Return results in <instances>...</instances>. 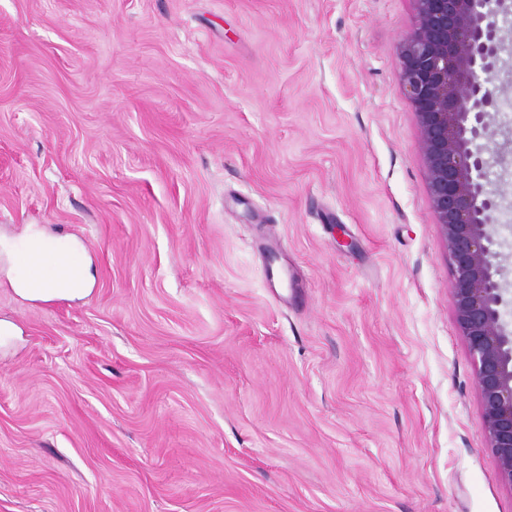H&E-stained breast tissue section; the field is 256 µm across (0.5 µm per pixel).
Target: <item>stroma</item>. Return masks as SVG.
<instances>
[{
    "label": "stroma",
    "instance_id": "obj_1",
    "mask_svg": "<svg viewBox=\"0 0 512 512\" xmlns=\"http://www.w3.org/2000/svg\"><path fill=\"white\" fill-rule=\"evenodd\" d=\"M410 0H0V512H512L400 86ZM346 235L351 248L340 247ZM16 253L21 254L22 258L34 253L41 259V266L34 269L26 268L22 264L25 269L24 275L13 283L14 290L19 295L33 300L51 302L68 296L87 295L90 292V273L80 264H76L78 275L74 285L59 283L55 280L57 278L68 282L75 277L74 263L71 258L62 257L57 263L58 258L63 255L75 258L76 245L71 241L67 239L50 241L42 230L30 228L26 234V241Z\"/></svg>",
    "mask_w": 512,
    "mask_h": 512
}]
</instances>
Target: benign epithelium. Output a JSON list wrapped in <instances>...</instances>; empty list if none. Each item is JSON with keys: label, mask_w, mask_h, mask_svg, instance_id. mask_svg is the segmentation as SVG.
I'll return each instance as SVG.
<instances>
[{"label": "benign epithelium", "mask_w": 512, "mask_h": 512, "mask_svg": "<svg viewBox=\"0 0 512 512\" xmlns=\"http://www.w3.org/2000/svg\"><path fill=\"white\" fill-rule=\"evenodd\" d=\"M400 84L420 128L418 149L451 264L455 315L474 366L488 447L512 489V297L496 250L512 183V129L502 121L512 45L507 0H411ZM501 168L486 176L489 158Z\"/></svg>", "instance_id": "7a95c632"}]
</instances>
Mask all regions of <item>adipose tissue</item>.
Returning a JSON list of instances; mask_svg holds the SVG:
<instances>
[{"label": "adipose tissue", "instance_id": "obj_1", "mask_svg": "<svg viewBox=\"0 0 512 512\" xmlns=\"http://www.w3.org/2000/svg\"><path fill=\"white\" fill-rule=\"evenodd\" d=\"M20 253L24 256L37 254L41 264L39 267L26 269L23 276L15 280L14 289L19 295L33 300L51 302L59 298L89 293L91 276L86 268H79L77 281L72 285L57 282L54 278L53 271L58 258L76 253V246L71 241L49 240L42 230L32 228L26 234Z\"/></svg>", "mask_w": 512, "mask_h": 512}]
</instances>
